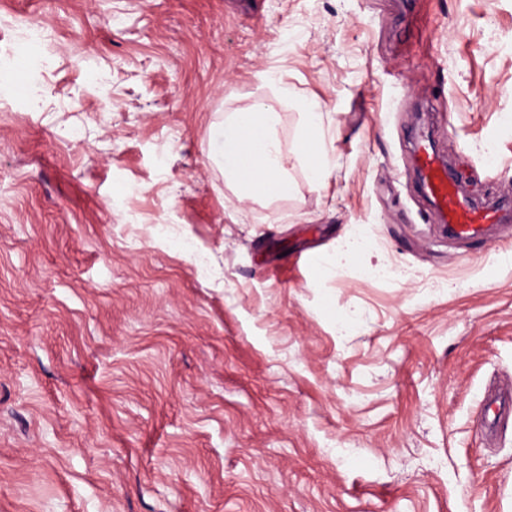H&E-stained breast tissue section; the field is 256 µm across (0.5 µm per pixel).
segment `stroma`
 Masks as SVG:
<instances>
[{
  "label": "stroma",
  "mask_w": 512,
  "mask_h": 512,
  "mask_svg": "<svg viewBox=\"0 0 512 512\" xmlns=\"http://www.w3.org/2000/svg\"><path fill=\"white\" fill-rule=\"evenodd\" d=\"M259 2L0 0L54 34L0 73V512H512V220L450 240L412 154L512 187V0ZM260 102L285 197L217 161ZM308 174L311 181L321 183L331 174V165L323 150L311 145L307 154Z\"/></svg>",
  "instance_id": "1"
}]
</instances>
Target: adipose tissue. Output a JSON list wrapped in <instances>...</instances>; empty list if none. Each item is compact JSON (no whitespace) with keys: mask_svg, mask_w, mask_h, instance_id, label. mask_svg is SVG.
<instances>
[{"mask_svg":"<svg viewBox=\"0 0 512 512\" xmlns=\"http://www.w3.org/2000/svg\"><path fill=\"white\" fill-rule=\"evenodd\" d=\"M277 108L259 103L228 115L220 157L224 175L247 195L284 196L290 186L288 152L277 135Z\"/></svg>","mask_w":512,"mask_h":512,"instance_id":"ef3b65f1","label":"adipose tissue"}]
</instances>
